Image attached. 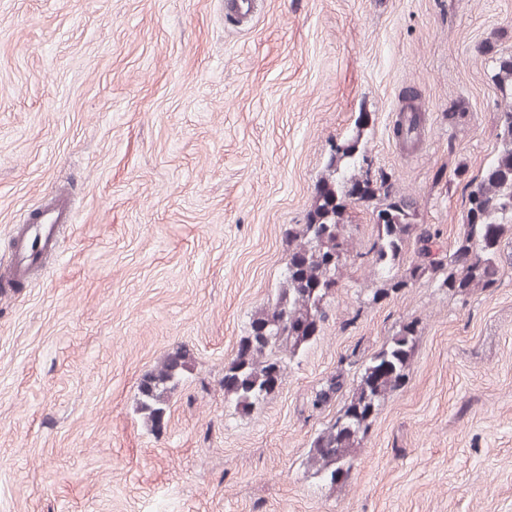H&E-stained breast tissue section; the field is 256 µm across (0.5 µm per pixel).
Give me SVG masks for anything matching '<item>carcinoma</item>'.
<instances>
[{"label": "carcinoma", "mask_w": 512, "mask_h": 512, "mask_svg": "<svg viewBox=\"0 0 512 512\" xmlns=\"http://www.w3.org/2000/svg\"><path fill=\"white\" fill-rule=\"evenodd\" d=\"M491 79L501 88H512V56L498 58ZM499 127L501 148L485 170L465 185L467 212L456 250L469 251L470 258L461 264L444 249L438 227L416 222L411 198L393 201L387 182L370 179L356 157L358 138L332 145L327 174L316 183L306 222L290 233L296 244L288 254L285 285L274 303L253 321L251 333L224 366L227 400L248 409L281 383L285 360H294L318 336L337 272L351 259L371 256L380 283L374 301L386 288H405L426 274L438 281V287L459 295L497 283L504 267L502 238L505 227L512 224V102L499 113ZM372 200L376 201L377 233L367 252L356 253L346 230L347 209ZM411 246L420 261L400 276L393 272L394 264ZM417 324L416 320L405 323L363 364L349 402L311 442L309 463L323 479L334 483L342 473L350 472L354 449L367 436L381 402L404 383ZM187 364L186 356L176 352L141 382L139 409L158 433L167 422L170 400Z\"/></svg>", "instance_id": "obj_1"}]
</instances>
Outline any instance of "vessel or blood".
Returning a JSON list of instances; mask_svg holds the SVG:
<instances>
[{
  "instance_id": "b4317fda",
  "label": "vessel or blood",
  "mask_w": 512,
  "mask_h": 512,
  "mask_svg": "<svg viewBox=\"0 0 512 512\" xmlns=\"http://www.w3.org/2000/svg\"><path fill=\"white\" fill-rule=\"evenodd\" d=\"M63 223L59 207L45 208L37 223L24 225L18 232L11 259L13 281H27L44 254L52 251Z\"/></svg>"
}]
</instances>
